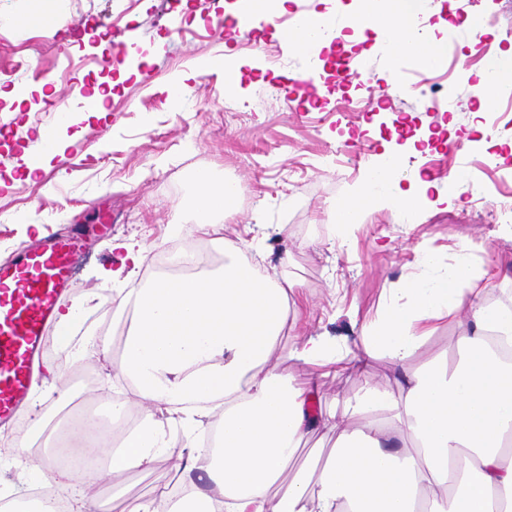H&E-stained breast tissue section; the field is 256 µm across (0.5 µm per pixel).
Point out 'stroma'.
Masks as SVG:
<instances>
[{"label": "stroma", "instance_id": "1", "mask_svg": "<svg viewBox=\"0 0 512 512\" xmlns=\"http://www.w3.org/2000/svg\"><path fill=\"white\" fill-rule=\"evenodd\" d=\"M350 0H289L285 12L234 40H216L211 28L236 17L239 0H66L68 25L55 33L21 26L32 8L53 13L56 0H0V260L33 240L74 224L107 221L110 237L100 255L80 265L69 300H90V323L66 347H53L45 363L76 383L93 371L105 390L127 392L108 359L88 349L90 337L111 331L112 352L122 349V325L113 317L119 288L140 287L158 274L154 260L171 241L167 227H186L182 246H207L222 263L220 243L190 224L196 171L241 188L224 220V239L262 273L285 277L300 304L297 328L335 337L340 350L360 346L358 333L404 276L420 273L421 250L444 264L465 260L476 275L492 272L485 301L512 299V226L498 223L501 203L512 200V99L501 96L483 106L477 87L483 66L476 53L487 44L496 53L512 49V0H425V31L447 39L460 19L482 18L481 36L449 41L435 72L393 62L374 34L348 49L368 70L382 97L375 111H352L354 90L328 69L311 97L287 99L290 78L310 62L279 33L298 16L344 12ZM140 57L129 70L112 58L114 46ZM214 58L233 66L227 84L219 70L199 64ZM463 71L451 107L428 108L424 91L444 88ZM186 78L181 100L169 95V81ZM110 90L107 112L84 109V93ZM58 130L64 146L33 176L25 163L38 151L39 129ZM406 153L401 186L415 190L429 182L427 200L412 223L376 208L340 245L331 216L391 148ZM467 170L471 182L460 199L448 196V178ZM143 249L137 275L113 279L123 265L116 241ZM466 322L440 319L410 362H453ZM292 383L316 378L311 408L342 406L377 382H395L397 369L385 358L341 374L278 360ZM16 429L0 428V491L23 496L37 484L35 468L14 448ZM168 463L136 476L111 480L113 493L132 501L174 479Z\"/></svg>", "mask_w": 512, "mask_h": 512}]
</instances>
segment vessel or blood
<instances>
[{
    "label": "vessel or blood",
    "mask_w": 512,
    "mask_h": 512,
    "mask_svg": "<svg viewBox=\"0 0 512 512\" xmlns=\"http://www.w3.org/2000/svg\"><path fill=\"white\" fill-rule=\"evenodd\" d=\"M88 239L75 231L0 262V424L18 423Z\"/></svg>",
    "instance_id": "obj_1"
}]
</instances>
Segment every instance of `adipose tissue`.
<instances>
[{
    "instance_id": "adipose-tissue-1",
    "label": "adipose tissue",
    "mask_w": 512,
    "mask_h": 512,
    "mask_svg": "<svg viewBox=\"0 0 512 512\" xmlns=\"http://www.w3.org/2000/svg\"><path fill=\"white\" fill-rule=\"evenodd\" d=\"M421 4L377 0L372 28L388 55L410 49L430 67L445 49L418 27ZM195 186L192 221L202 234L220 236L233 188L214 185L204 170ZM418 206L389 157L337 206L333 223L343 238L371 209H389L405 221ZM290 289L287 279L261 275L228 241L220 268L163 275L117 298L113 314L124 323V340L113 372L130 384L148 418L121 447L104 440L85 448V455L108 462L93 472L75 463L59 467L53 444L90 440L94 421L65 426L41 418L33 444L22 450L43 460L35 512H53L48 503L66 482L82 488L70 512H112L99 484L163 460L180 471L178 487L134 500L124 512H206L216 501L224 512H512V359L498 352L512 346V303L484 301L479 277L462 261L430 278L411 275L362 328L360 350L340 354L324 334L295 335L280 348L299 312ZM467 296L472 333L461 337L455 365L409 368L433 321L460 318ZM276 355L345 370L384 356L400 369V391L383 383L364 387L344 404L347 425L335 412H312L307 390L291 386L273 365ZM215 411L219 441L209 447L196 432ZM177 429L196 437L183 454L173 438ZM322 429L335 430L337 441L317 480L301 471L287 478L302 443ZM396 435L409 449L394 447ZM42 437L49 447L36 446Z\"/></svg>"
}]
</instances>
